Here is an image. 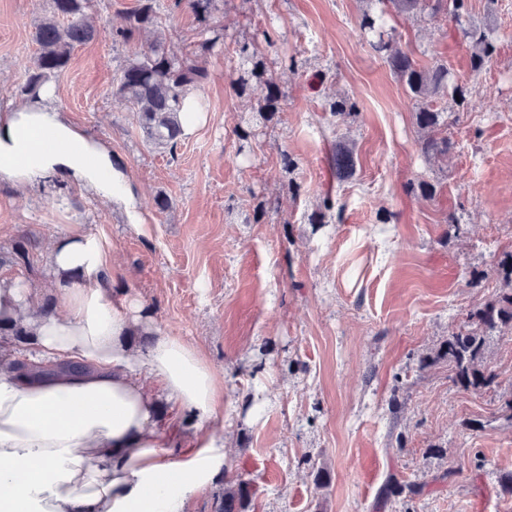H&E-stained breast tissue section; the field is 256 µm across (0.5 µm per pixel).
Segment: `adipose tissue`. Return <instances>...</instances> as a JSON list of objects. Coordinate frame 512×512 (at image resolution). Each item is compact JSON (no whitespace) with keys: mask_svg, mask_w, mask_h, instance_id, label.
Returning <instances> with one entry per match:
<instances>
[{"mask_svg":"<svg viewBox=\"0 0 512 512\" xmlns=\"http://www.w3.org/2000/svg\"><path fill=\"white\" fill-rule=\"evenodd\" d=\"M51 179L111 204L128 223L148 221L126 166L47 90L0 110V184L24 189ZM49 260L64 315L42 313L35 284L0 278V323L22 322L39 357L81 369L28 375L0 361V512H185L190 494L225 466L224 440L210 429L224 410L217 377L180 339L159 333L146 350L131 346L140 322L105 282L97 235L73 228ZM142 372L160 395L145 390ZM164 401L195 418L197 430L161 441ZM186 447L193 456L174 459Z\"/></svg>","mask_w":512,"mask_h":512,"instance_id":"obj_1","label":"adipose tissue"}]
</instances>
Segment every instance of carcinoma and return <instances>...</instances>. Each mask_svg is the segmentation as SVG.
Here are the masks:
<instances>
[{
	"label": "carcinoma",
	"mask_w": 512,
	"mask_h": 512,
	"mask_svg": "<svg viewBox=\"0 0 512 512\" xmlns=\"http://www.w3.org/2000/svg\"><path fill=\"white\" fill-rule=\"evenodd\" d=\"M360 28L372 48L383 55L396 78L413 98L419 101L414 112L415 124L422 135L419 152L426 159L446 155L452 141L439 136L444 125L460 121L459 112H442L434 108V99L452 91L459 97L458 105L470 106L463 86H449L448 67L439 64L430 69L418 67L387 30V17L392 13L421 14L426 9L446 11L457 22L467 11L466 0H366ZM50 15L36 26L38 52L18 94L36 98L51 79L67 65L72 51L91 40L96 30L85 21L91 0H49ZM188 7L204 23L203 31L213 33L194 44L191 53L178 55L159 36L157 0H137V5L125 12V26L116 32L120 40L130 41L136 35L151 34L153 40L129 59L116 79V95L135 112L139 128L146 141L163 148H175L181 139L182 99L186 92L201 89L208 79L207 69L200 59L223 49V34L210 25L216 0H186ZM470 49L472 68L482 70L495 53L490 34L480 28L462 29ZM238 71L235 90L240 95L259 99L260 115L270 121L279 110L282 93L269 74L266 61L246 42L238 47ZM356 104L349 98L329 103V112L337 117L354 113ZM336 178L352 176L356 160L352 149L338 144L332 157ZM483 278H492L495 292L482 304L470 310L459 328L430 356L420 361V368L430 367L441 360L448 361L453 384L472 392L494 388L497 375L483 366L487 339L495 331L512 332V251L504 253ZM251 485L245 481L224 484V490L214 500V512H249Z\"/></svg>",
	"instance_id": "obj_1"
}]
</instances>
